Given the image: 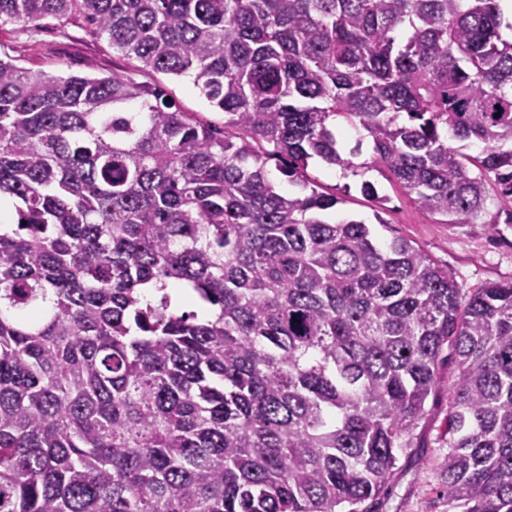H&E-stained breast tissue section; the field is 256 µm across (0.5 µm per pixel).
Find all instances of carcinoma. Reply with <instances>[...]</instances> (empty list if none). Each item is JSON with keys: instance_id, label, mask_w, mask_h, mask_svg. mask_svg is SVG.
Here are the masks:
<instances>
[{"instance_id": "cac0c4a2", "label": "carcinoma", "mask_w": 512, "mask_h": 512, "mask_svg": "<svg viewBox=\"0 0 512 512\" xmlns=\"http://www.w3.org/2000/svg\"><path fill=\"white\" fill-rule=\"evenodd\" d=\"M75 14L224 130L0 57V512H370L450 359L448 512H512V280L463 291L307 175L352 167L340 118L445 224L512 197L498 0H0ZM142 79L160 85L183 112H195L194 115L204 123L224 129V112L209 106L193 88L189 78L173 79L168 75L152 73Z\"/></svg>"}]
</instances>
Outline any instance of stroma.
I'll return each instance as SVG.
<instances>
[{"instance_id": "35a3bbf8", "label": "stroma", "mask_w": 512, "mask_h": 512, "mask_svg": "<svg viewBox=\"0 0 512 512\" xmlns=\"http://www.w3.org/2000/svg\"><path fill=\"white\" fill-rule=\"evenodd\" d=\"M0 51L14 57L19 66L55 75L102 77L128 72L137 61L112 48L108 39L83 19L54 21L43 27L7 24L0 27ZM148 82L160 85L182 111L195 113L203 122L223 127L224 114L211 107L193 88L189 78L174 79L152 73ZM309 174L324 191L342 197L341 212L372 219L375 203L359 191L362 180L377 183L385 198V228L380 239L398 234L411 240L439 265L447 267L460 288L472 291L491 282L512 280V198L488 185L486 209L469 224H444L424 214L386 168L356 176L312 160ZM455 377L454 365L440 371L439 397L426 423L427 445L400 459L401 474L392 482L382 512H448L438 496L439 481L434 461L445 449L437 440L448 411V385Z\"/></svg>"}]
</instances>
